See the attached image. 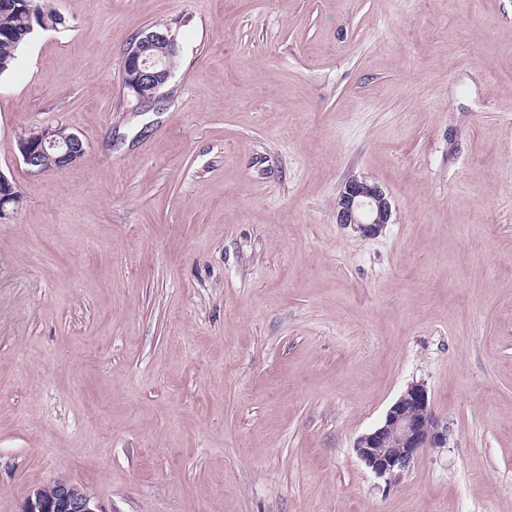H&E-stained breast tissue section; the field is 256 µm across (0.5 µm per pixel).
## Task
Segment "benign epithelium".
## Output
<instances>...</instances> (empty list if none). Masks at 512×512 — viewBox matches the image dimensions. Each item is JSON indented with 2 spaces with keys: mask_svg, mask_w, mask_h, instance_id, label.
Masks as SVG:
<instances>
[{
  "mask_svg": "<svg viewBox=\"0 0 512 512\" xmlns=\"http://www.w3.org/2000/svg\"><path fill=\"white\" fill-rule=\"evenodd\" d=\"M170 51L178 44L170 32L150 31L126 51L122 72L124 88L136 106L153 103L169 83L172 71L165 61L151 53L157 43ZM16 150L30 174L39 176L78 164L85 154L82 138L60 134L46 126L39 141L18 137ZM18 188L0 174V223L9 221L22 204ZM392 216L391 203L382 188L365 178H349L336 198V223L352 227L363 238L378 236ZM448 444V426L435 414L424 385L411 383L387 409L382 421L360 435L354 449L359 460L385 484L397 482L426 448ZM21 512H101L93 498L66 480L39 488L25 499Z\"/></svg>",
  "mask_w": 512,
  "mask_h": 512,
  "instance_id": "obj_1",
  "label": "benign epithelium"
}]
</instances>
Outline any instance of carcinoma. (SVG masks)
<instances>
[{"instance_id": "obj_1", "label": "carcinoma", "mask_w": 512, "mask_h": 512, "mask_svg": "<svg viewBox=\"0 0 512 512\" xmlns=\"http://www.w3.org/2000/svg\"><path fill=\"white\" fill-rule=\"evenodd\" d=\"M31 8L0 13V76L15 67L20 49L36 29H56L59 13L40 6L38 0H31Z\"/></svg>"}]
</instances>
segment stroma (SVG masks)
I'll use <instances>...</instances> for the list:
<instances>
[{"label": "stroma", "mask_w": 512, "mask_h": 512, "mask_svg": "<svg viewBox=\"0 0 512 512\" xmlns=\"http://www.w3.org/2000/svg\"><path fill=\"white\" fill-rule=\"evenodd\" d=\"M0 77V512H512V0H49ZM179 46L160 102L130 43ZM86 152L31 175L15 142ZM390 198L362 239L341 183ZM411 383L448 426L353 451ZM164 43L170 51L178 52V44L170 31H150L140 37L126 51L123 57L122 72L124 88L136 100V106L153 103L160 98L161 90L169 83L177 55L169 59L168 67L162 58L150 51L155 43ZM58 130L61 134L53 126H42L18 137L17 153L31 175L63 170L75 166L83 158L86 149L82 138L75 133L67 134L62 126ZM29 137L35 141L41 138L33 142ZM22 201L23 197L18 188L0 174V223L11 219ZM392 216L391 203L382 188L366 178H349L336 198V222L351 226L363 238L377 237ZM448 444L426 388L411 383L387 409L382 421L360 435L354 449L359 460L386 485L397 482L426 448ZM20 512H100L93 498L66 480L39 488L25 499Z\"/></svg>", "instance_id": "35a3bbf8"}]
</instances>
